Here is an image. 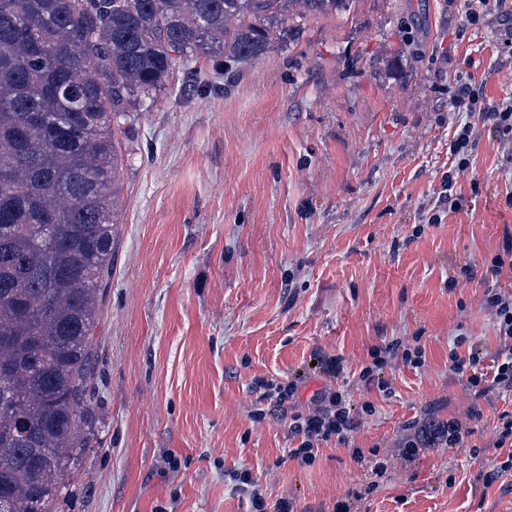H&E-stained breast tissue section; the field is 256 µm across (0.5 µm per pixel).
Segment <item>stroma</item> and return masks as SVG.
Listing matches in <instances>:
<instances>
[{
  "label": "stroma",
  "instance_id": "stroma-1",
  "mask_svg": "<svg viewBox=\"0 0 512 512\" xmlns=\"http://www.w3.org/2000/svg\"><path fill=\"white\" fill-rule=\"evenodd\" d=\"M293 23L297 44L212 87L186 88L175 68L121 143L122 215L91 328L92 445L58 512H249L245 469L268 504L333 512L372 482L370 462L332 441L312 467L289 459L288 416L250 417L263 377L297 380L299 411L329 387L375 404L352 447L390 466L352 512H512V482L484 484L512 392L474 397L448 369L458 335L495 352L482 298L512 290V272L488 270L512 234V150L452 107L465 81L485 103L512 99V0L474 23L466 0H348ZM464 123L460 173L448 147ZM416 336L424 367L392 361L388 395L359 383L373 346ZM334 355L336 377L321 367ZM454 419L472 435L432 440Z\"/></svg>",
  "mask_w": 512,
  "mask_h": 512
}]
</instances>
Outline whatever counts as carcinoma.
Wrapping results in <instances>:
<instances>
[{
  "label": "carcinoma",
  "instance_id": "carcinoma-1",
  "mask_svg": "<svg viewBox=\"0 0 512 512\" xmlns=\"http://www.w3.org/2000/svg\"><path fill=\"white\" fill-rule=\"evenodd\" d=\"M347 0H0V512H56L90 443L92 323L119 223L116 132L176 65H242Z\"/></svg>",
  "mask_w": 512,
  "mask_h": 512
}]
</instances>
